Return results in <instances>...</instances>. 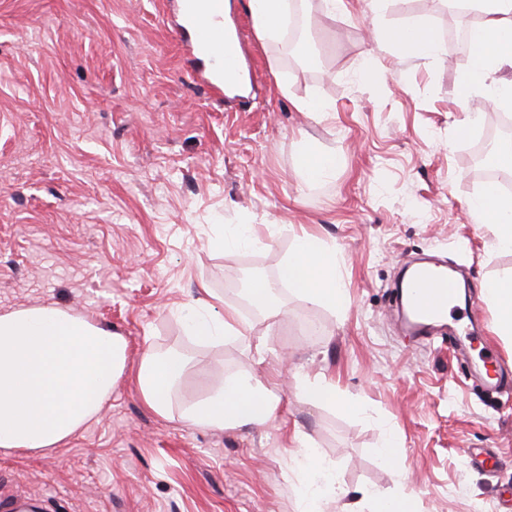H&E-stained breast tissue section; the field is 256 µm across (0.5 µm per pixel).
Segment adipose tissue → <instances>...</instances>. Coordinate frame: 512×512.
<instances>
[{
  "mask_svg": "<svg viewBox=\"0 0 512 512\" xmlns=\"http://www.w3.org/2000/svg\"><path fill=\"white\" fill-rule=\"evenodd\" d=\"M483 20L473 38L467 70L456 97L457 107L478 124L471 109L482 96L497 107L512 109V80L499 78L512 67V0H470ZM255 34L268 41L288 24V0H248ZM382 38L401 60L434 59L442 44L434 28L410 21L382 31ZM481 223L491 225L498 248L512 251V197L497 186H484L468 203ZM295 287L310 303L346 309L349 297L338 269L335 248L318 237L297 236L277 282L253 281L251 300L267 317H276L277 285ZM484 299L494 312L499 335L512 338V275L485 281ZM189 336L217 343L241 334L233 310L218 311L197 299L185 315ZM127 342L120 333L96 325L82 315L54 304H37L0 313V451L28 458L49 451L75 436L103 410L126 372L144 404L162 416L171 415V394L190 364L182 352L147 349L129 364ZM280 404L275 387L249 372L226 374L206 397L188 404L179 418L203 428L261 427L271 422ZM295 461L306 487L302 512H321L322 502L345 493L335 469L320 459L304 433L294 435Z\"/></svg>",
  "mask_w": 512,
  "mask_h": 512,
  "instance_id": "adipose-tissue-1",
  "label": "adipose tissue"
}]
</instances>
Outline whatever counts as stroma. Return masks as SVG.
Wrapping results in <instances>:
<instances>
[{
	"mask_svg": "<svg viewBox=\"0 0 512 512\" xmlns=\"http://www.w3.org/2000/svg\"><path fill=\"white\" fill-rule=\"evenodd\" d=\"M174 0H0V312L47 302L112 328L128 357L178 349L193 364L172 394L173 419L151 411L130 378L98 419L49 453H0V512H300L294 431L335 462L345 512L363 490L407 495L415 512H512V379L482 384L480 363L512 375L484 281L512 273L491 226L468 201L487 182L473 148L499 109L479 99L477 126L455 105L467 62L452 61L463 22L446 0H299L310 65L289 68L282 40L259 41L244 0L229 19L253 63L251 92L214 91ZM424 20L444 50L399 60L378 32ZM371 78H362L364 65ZM316 97L327 109L300 111ZM335 155L315 185L299 142ZM253 225L254 245L224 251L226 226ZM334 245L350 304L332 310L278 290L266 325L247 313L240 273L276 281L295 238ZM456 274L474 308L459 350L409 335L394 302L417 259ZM235 310L243 334L186 336L200 285ZM274 379L281 407L260 428L177 421L227 373ZM322 379L368 416L315 405ZM406 460L377 455L382 426Z\"/></svg>",
	"mask_w": 512,
	"mask_h": 512,
	"instance_id": "obj_1",
	"label": "stroma"
}]
</instances>
